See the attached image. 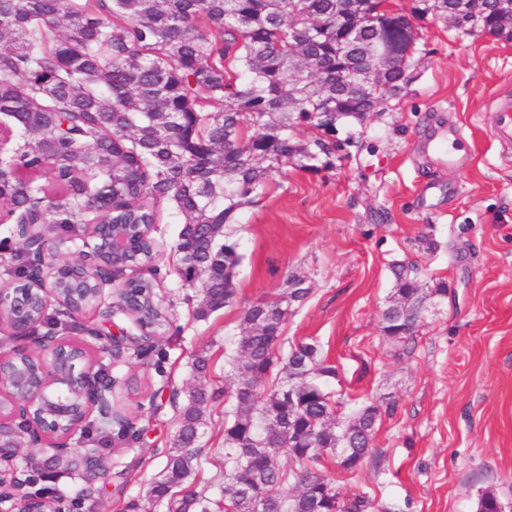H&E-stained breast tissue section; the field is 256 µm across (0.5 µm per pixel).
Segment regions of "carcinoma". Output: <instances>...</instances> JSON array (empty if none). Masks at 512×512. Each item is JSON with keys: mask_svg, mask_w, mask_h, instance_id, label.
<instances>
[{"mask_svg": "<svg viewBox=\"0 0 512 512\" xmlns=\"http://www.w3.org/2000/svg\"><path fill=\"white\" fill-rule=\"evenodd\" d=\"M382 0H0V121L15 151L0 159V204L15 224H97L112 200L129 224L169 202L184 226L178 271L203 294L196 318L231 305L242 256L226 233L269 177L341 148L337 126L360 123L407 88L409 69L377 72L376 51L410 27ZM444 20L456 0H419ZM475 29L495 36L499 0H481ZM303 123L317 130L298 143ZM389 340L408 344L426 295L417 268L393 266ZM310 293L293 273L283 291L241 314L246 332L224 395V512H368L341 497L326 460L352 474L371 453L381 410L344 420L327 387L334 366L314 343L279 353L289 311ZM211 399L197 387L162 478L168 512H206L193 460ZM286 455L296 467L280 468Z\"/></svg>", "mask_w": 512, "mask_h": 512, "instance_id": "obj_1", "label": "carcinoma"}]
</instances>
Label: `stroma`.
I'll use <instances>...</instances> for the list:
<instances>
[{"instance_id":"1","label":"stroma","mask_w":512,"mask_h":512,"mask_svg":"<svg viewBox=\"0 0 512 512\" xmlns=\"http://www.w3.org/2000/svg\"><path fill=\"white\" fill-rule=\"evenodd\" d=\"M412 80L400 96L340 125L345 144L313 167L288 165L228 230L242 256L236 301L195 317L201 297L177 272L182 217L160 203L152 235L156 257L133 270L153 285L169 320L151 341L130 347L121 362L103 353V337L142 330L129 315L106 320L90 311L58 338L94 347V359L127 385L115 406L126 434L75 432L74 452L98 449L106 479L86 484L47 464V452L22 446L20 476L40 474L67 508V494L85 488L81 512H165L150 490L179 429L187 391L205 383L197 489L221 512L224 501L225 389L234 382L232 349L243 334L245 306L278 293L289 273L304 276L310 294L285 322L281 351L316 341L339 376L329 384L346 409L381 407L376 456L353 474L330 465L342 496L368 497L375 512H475L490 491L512 508V149L493 137L492 98L512 89V39L465 35L432 17L418 21ZM462 127L464 169L442 165L425 150L429 132ZM435 184L432 198L419 190ZM430 235L433 248L420 243ZM411 262L429 288L422 326L409 348L388 340L380 314L393 298L391 265ZM445 286V295L436 287ZM210 357L198 380L192 363Z\"/></svg>"}]
</instances>
